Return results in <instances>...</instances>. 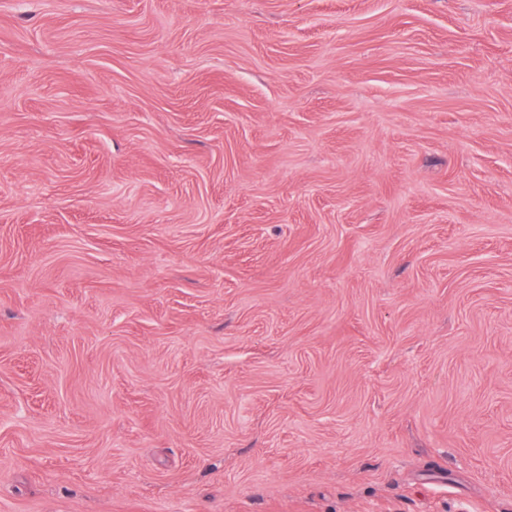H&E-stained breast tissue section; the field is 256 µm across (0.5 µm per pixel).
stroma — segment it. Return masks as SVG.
I'll list each match as a JSON object with an SVG mask.
<instances>
[{
	"instance_id": "1",
	"label": "stroma",
	"mask_w": 512,
	"mask_h": 512,
	"mask_svg": "<svg viewBox=\"0 0 512 512\" xmlns=\"http://www.w3.org/2000/svg\"><path fill=\"white\" fill-rule=\"evenodd\" d=\"M0 512H512V0H0Z\"/></svg>"
}]
</instances>
